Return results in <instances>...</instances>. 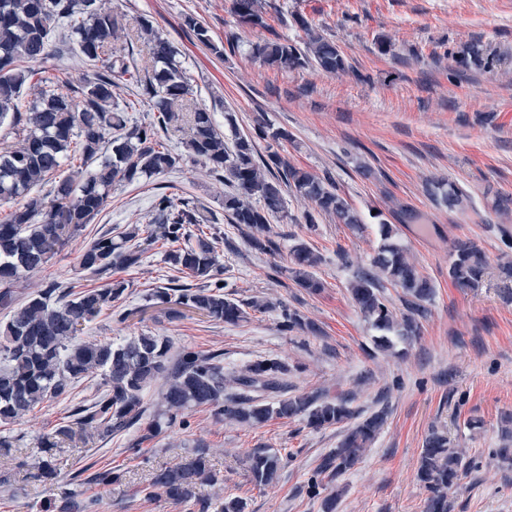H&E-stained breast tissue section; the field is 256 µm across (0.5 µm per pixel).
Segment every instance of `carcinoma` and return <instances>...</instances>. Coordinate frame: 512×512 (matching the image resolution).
Masks as SVG:
<instances>
[{
    "mask_svg": "<svg viewBox=\"0 0 512 512\" xmlns=\"http://www.w3.org/2000/svg\"><path fill=\"white\" fill-rule=\"evenodd\" d=\"M230 2L231 13L240 23L267 26L262 0ZM295 22L304 32L303 46L276 36L254 45L253 56L281 70L313 67L329 75L352 70L336 43L304 18ZM57 25L69 29L70 45L86 66L81 84L70 95L60 93L58 89L70 82L46 72L37 80L34 97L24 104V87L35 75L26 63L50 55V34ZM185 25L199 42L223 54L205 26L190 17ZM120 26L119 17L101 10L97 0H0V126L8 124L17 139L0 148V201L21 202L7 220L0 221V306L11 308L9 321L0 327V358L5 363L0 368V423L13 422L39 405L64 398L75 382L101 373L103 386L94 405L77 410L71 422L41 441L33 468L37 478L53 481L58 477V448L77 442L86 445L126 430L139 418L144 391L165 377L161 412L151 424L155 433L200 406L239 424H261L273 417H300L313 429L345 423L347 428L336 448L323 457L316 471L340 477L360 461L376 439L386 422V410L361 419L346 397L281 398L279 394L287 389L288 367L276 359L257 361L226 374L221 362L191 352L171 364L170 345L157 336H131L119 344L81 339L83 324L123 295L126 284L122 281L61 297L58 286L47 282L25 301L15 303V282L42 268L58 246L94 219L106 207L113 184L166 174L186 162L202 164L208 176L231 186L224 193V213L232 223L251 229L248 243L256 250L271 247L265 233L283 211L284 185L311 204L304 220L312 228L317 214L331 216L338 224L362 223L329 179L291 165L277 152L261 162L256 160L255 140L269 136L286 140L287 132L271 133L259 122L248 134L231 127L228 141L210 112H176L175 107L189 94L187 77L176 50L147 18L140 19L137 29V37L147 40L152 59L144 91L164 128L181 121L188 124L185 152L163 146L154 124H128L127 107L115 101L112 92L115 78L130 73L126 57L112 44ZM458 63L490 68L493 60L485 58L481 44L472 42L458 55ZM76 152L83 164L69 176L54 180ZM48 182L52 186L47 194L32 193ZM427 191L450 210H462L468 201V195L453 184L434 182ZM153 212V220L143 227L132 226L115 238L110 233L94 238L79 255L80 269L105 276L114 268L132 267L160 242L167 246L165 263L195 280L178 285L176 305L231 325L246 318V306L258 312L275 310L282 331L320 333L316 323L286 304L236 300L224 294L220 236L190 230L211 223L207 210L188 198L159 194L153 200ZM379 235L380 245L370 267L354 273L348 290L360 314L379 332L376 349L384 351L396 338L420 335L435 286L410 260L406 247L394 240L392 225L380 221ZM288 257V272L299 287L310 293L324 288L314 274L323 261L320 254L298 241L289 248ZM486 273L484 251L469 239L457 241L450 253L448 277L460 288H474ZM385 282L403 290L405 313L398 316L388 305L382 292ZM208 456V449L198 448L182 463L155 470L147 495L162 493L181 504L194 497L197 485L218 484ZM243 464L250 480L264 487L277 478L283 457L271 448H259L249 452ZM474 467V461L464 460V454L452 448L444 432L431 430L417 469V480L427 492L425 512H450L448 490ZM122 479V474L110 468L91 476L102 486L119 484ZM57 501L46 509L86 512L92 508L90 503L76 502L72 490L66 488Z\"/></svg>",
    "mask_w": 512,
    "mask_h": 512,
    "instance_id": "1",
    "label": "carcinoma"
}]
</instances>
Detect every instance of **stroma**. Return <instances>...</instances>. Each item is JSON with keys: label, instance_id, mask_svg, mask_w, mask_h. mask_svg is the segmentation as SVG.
<instances>
[{"label": "stroma", "instance_id": "35a3bbf8", "mask_svg": "<svg viewBox=\"0 0 512 512\" xmlns=\"http://www.w3.org/2000/svg\"><path fill=\"white\" fill-rule=\"evenodd\" d=\"M100 5L130 28L149 18L172 43L190 84L189 108L212 112L224 131L233 125L248 133L261 121L288 132L279 142L258 141V153L279 152L296 167L333 181L364 224L355 229L320 215L308 226L304 203L288 189L286 214L270 226L277 249L257 252L224 213V184L201 164L187 163L165 175L113 184L94 223L17 283L16 299L25 300L46 281L74 293L103 287L106 280L79 268L84 246L101 233L147 223L157 193L188 197L213 211L216 232L234 244L220 252L229 293L240 300L283 302L318 324L320 335L281 331L273 311L249 312L235 325L188 310L175 313L174 303L152 297L177 276L152 250L139 265L113 269L110 278L127 288L85 325L83 339L119 343L148 333L168 340L175 357L185 350L219 355L228 371L275 358L289 367L296 393L345 394L361 415L383 409L387 420L360 463L339 480L323 481L315 497L308 482L338 443L339 427L315 430L298 417L260 426L230 424L211 408L198 407L153 437L148 425L160 408V380L142 396L139 424L111 440L66 449L57 481L34 478L22 460L36 455L39 437L53 432L74 408L93 402L101 382L96 373L76 383L68 399L0 424V435L18 439L13 456L0 457V475L9 477L0 484V512H42L63 487L95 500V512H201V503L214 499L213 486L199 485L179 505L145 493L153 471L180 463L197 448L209 449L212 471L225 493L244 499L246 512H322L323 497L333 493L335 512H424L426 494L416 474L423 441L434 427L476 463L469 488L452 494L451 512H512V461L498 455L499 448L512 449V440L501 434L504 420L512 418V303L503 299L499 277L512 251L503 250L494 211L499 196H512V0H266L264 28L237 25L230 0ZM189 16L208 27L223 54L195 39L184 23ZM300 17L340 46L351 73L277 70L252 55L253 45L275 35L301 43ZM230 31L239 34L231 46L225 42ZM382 35L391 41L384 54L377 48ZM474 40L499 57L494 71L456 63L454 52ZM51 41V55L35 62L34 70H60L79 82L85 67L66 49V27H56ZM118 45L135 74L118 80L115 99L134 102L131 123L156 122L141 85L151 69L149 47L143 40L122 39ZM432 180L463 189L468 206L451 211L435 202L427 192ZM402 206L422 212L424 225L397 224ZM382 219L396 224L401 243L435 285L421 336L390 351L375 349V331L348 293L354 272L369 267L377 250ZM466 238L488 259L483 281L472 290L448 277L452 246ZM298 240L323 258L316 270L324 283L319 293L300 288L288 271V250ZM257 448L284 458L277 481L266 487L255 486L243 465L246 453ZM89 466L122 472L123 481L112 487L84 483L79 473Z\"/></svg>", "mask_w": 512, "mask_h": 512}]
</instances>
